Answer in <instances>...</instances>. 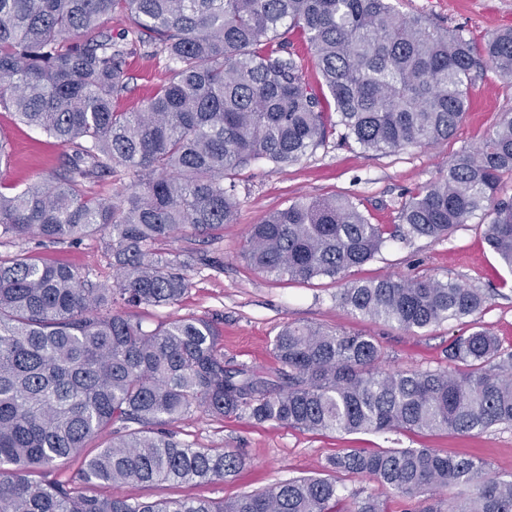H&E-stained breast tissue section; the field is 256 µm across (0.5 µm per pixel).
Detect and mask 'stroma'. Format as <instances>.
<instances>
[{
  "label": "stroma",
  "instance_id": "1",
  "mask_svg": "<svg viewBox=\"0 0 512 512\" xmlns=\"http://www.w3.org/2000/svg\"><path fill=\"white\" fill-rule=\"evenodd\" d=\"M402 12L420 15L445 27L464 29L476 41L512 27V0H393ZM128 92L115 106L139 108L167 76L163 60L135 49L128 58ZM512 114V82L484 71L470 88V106L454 137L428 147L397 152L363 151L355 143L330 136L313 154L285 169L257 161L244 173L239 187L240 207L233 223L216 237L176 235L169 252L189 262L190 288L176 305L144 306L139 316L148 323L182 316L213 319L223 334L224 359L233 365L260 370L275 366L271 344L288 323L315 324L339 332L374 337L391 370L444 368L449 343L469 332V320L448 321L417 332L397 325L353 316L336 304L345 283L376 280L388 275L455 278L480 289L486 302L478 316L482 327L512 347V271L504 268L485 241L491 210L479 211L444 241L398 238L373 260L349 270L337 280L309 282L279 280L246 267L241 252L249 225L298 199L339 195L353 200L374 224H393L411 192L444 173L456 153L482 142L507 114ZM0 132L12 147V162L0 174L6 184L25 186L58 166L62 150L39 130L21 124L13 113L0 111ZM22 254L39 263H62L89 279L112 282V259L105 242L89 237L77 243H49L39 238L4 240L0 257ZM208 263H200V255ZM178 439L197 448H224L243 454L245 468L235 477L217 482L182 484L92 485L91 495L129 496L143 502L172 498L222 501L259 491L291 478H335L344 496L373 494L385 499L388 512H412L413 502L387 491L361 475L332 474L328 460L357 449L431 448L451 457L479 458L501 478L512 477V426L499 425L483 433L454 432L361 433L311 432L275 423L257 424L243 417L215 420L195 413L173 426Z\"/></svg>",
  "mask_w": 512,
  "mask_h": 512
}]
</instances>
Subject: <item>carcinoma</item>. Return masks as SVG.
I'll return each mask as SVG.
<instances>
[{
	"mask_svg": "<svg viewBox=\"0 0 512 512\" xmlns=\"http://www.w3.org/2000/svg\"><path fill=\"white\" fill-rule=\"evenodd\" d=\"M129 22L131 45L165 62L168 79L137 111L127 44L103 30ZM307 44L310 85L290 39ZM512 81V28L478 44L400 13L391 0H0V110L40 129L62 164L0 191V239L108 237L116 278L63 264L0 259V512H387L336 481L299 477L230 500L87 495L82 485L215 482L236 476V451L194 448L166 425L195 413L307 431L484 432L512 424V350L473 322L448 345L444 369L388 370L371 336L288 324L263 376L224 362L206 317L145 324L132 309L178 303L188 262L165 252L177 232L233 221L240 176L264 160L286 167L340 126L343 141L395 152L453 137L477 74ZM334 112H328V109ZM122 172L126 193L91 188ZM512 176V116L447 174L414 191L396 224H373L349 199L292 202L249 227L243 259L280 280L336 279L400 236L441 240ZM487 242L512 268V202L496 204ZM484 295L456 279L389 276L345 285L338 306L407 331L481 313ZM106 438L93 455L87 443ZM66 460L64 480L33 479ZM328 465L364 475L419 512H512V478L432 448L344 451Z\"/></svg>",
	"mask_w": 512,
	"mask_h": 512,
	"instance_id": "cac0c4a2",
	"label": "carcinoma"
}]
</instances>
